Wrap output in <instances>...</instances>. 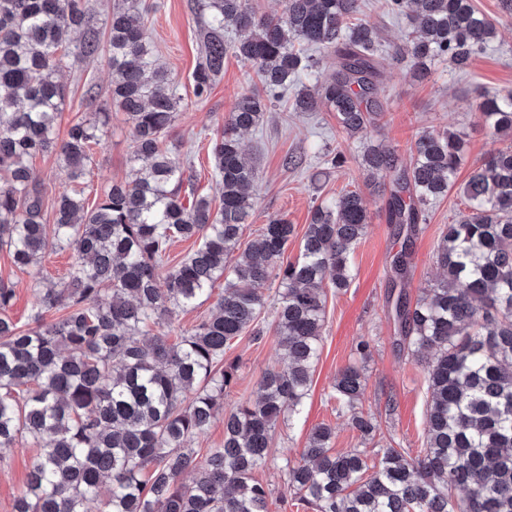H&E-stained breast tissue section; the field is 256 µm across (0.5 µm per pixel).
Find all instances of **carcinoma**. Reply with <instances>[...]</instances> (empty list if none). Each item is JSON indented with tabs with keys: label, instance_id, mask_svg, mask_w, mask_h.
Returning a JSON list of instances; mask_svg holds the SVG:
<instances>
[{
	"label": "carcinoma",
	"instance_id": "1",
	"mask_svg": "<svg viewBox=\"0 0 512 512\" xmlns=\"http://www.w3.org/2000/svg\"><path fill=\"white\" fill-rule=\"evenodd\" d=\"M360 0H284L280 16L258 15L246 0H202L210 21L193 72L201 98L232 53L251 63L261 85L284 94L300 74L319 67L302 45L334 59L332 74L293 94L292 109L314 112L324 102L339 128L361 138L385 109L377 96L382 62L408 65L420 76L437 60L466 68L496 37L473 0H386L389 12L414 27L406 42L383 53L377 32L355 21ZM119 0L100 44L85 0H0V249L14 265L36 267L47 251L77 258L59 281L41 277L27 331L11 320L14 289L0 282V448L18 440L38 446L14 512H89L109 480L104 512H270L288 499L310 512H512V94L483 93L475 123L509 144L473 164L462 188L466 212L445 225L434 259L445 272L410 301L404 280L412 235L426 212L455 184L466 160L459 132H424L409 159L362 146L360 165L375 187L390 180L387 221L404 245L392 270L400 291L391 303L397 345L429 351L424 448L412 455L392 443L338 451L333 429L316 426L299 459H285V481L271 496L256 473L275 461L277 424L298 415L310 390L325 323L324 288L349 287L351 251L371 224L360 193L347 191L312 207L298 258L279 268L274 303L277 345L285 366L268 369L258 397L224 411L238 360L225 358L251 330L263 339L268 298L259 285L294 235L277 219L251 247L236 253L254 207L257 174L240 134L266 110L241 96L216 138L211 158L221 190L213 209L197 194L190 169L164 142L184 99L159 66L142 14ZM237 39L224 42V30ZM83 31L78 54L105 52L112 67V103L125 112L137 144L130 176L85 209L84 177L110 113L78 118L65 141L55 124L67 97L58 80L69 51L68 31ZM54 152L72 185L58 197L54 223L43 222L44 197L30 160ZM198 248L158 270L177 239ZM234 262H229L230 256ZM224 279L216 314L169 342L150 327L173 320ZM66 314L45 321V313ZM370 340L340 369L329 399L348 417L364 446L378 425L364 412ZM224 414V443L203 459L186 447ZM192 473L188 484L184 475Z\"/></svg>",
	"mask_w": 512,
	"mask_h": 512
}]
</instances>
